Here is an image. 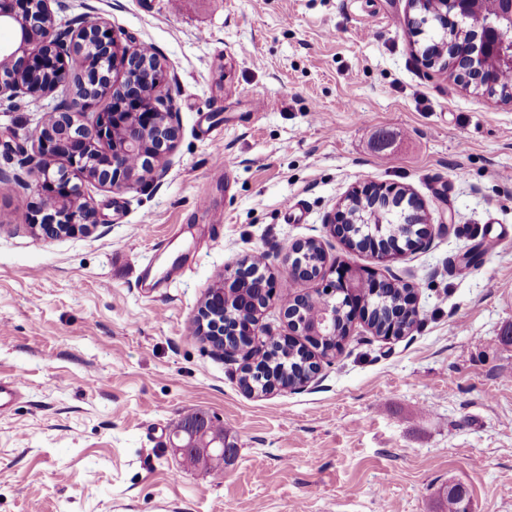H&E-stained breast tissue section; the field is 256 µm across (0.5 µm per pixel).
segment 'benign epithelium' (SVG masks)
Here are the masks:
<instances>
[{
    "instance_id": "1",
    "label": "benign epithelium",
    "mask_w": 512,
    "mask_h": 512,
    "mask_svg": "<svg viewBox=\"0 0 512 512\" xmlns=\"http://www.w3.org/2000/svg\"><path fill=\"white\" fill-rule=\"evenodd\" d=\"M53 3L58 5L61 0H42L39 9L33 7L34 0H0V25L15 33L14 41L0 45V108L10 107L23 96L41 98L56 92L69 103V107L57 106L40 119L34 167L28 169L22 161V174L0 171L1 182L23 190L33 185L51 202L49 208L43 199L38 200L27 215V225L47 239L87 233L96 226L82 185L72 177L116 190L135 189L144 177L162 175L163 159L179 138L168 73L161 59L137 45L122 43L106 22L92 29L57 20ZM442 4L450 18L470 17L471 0H442ZM488 4L489 10L472 21L474 36L465 48L459 50L453 43L439 48L448 57L456 78L477 89L512 72V0H488ZM90 41L101 56L112 61L113 75L93 77L86 67L67 66V60ZM45 72L56 73V78L44 86L30 83L33 76ZM365 195L374 207L385 211L408 200L406 193L392 188H373ZM350 223L347 209L327 220L341 238L348 234ZM276 258L288 267V275L295 281L327 280V288L318 293L297 295L284 309V317L293 333L329 340L336 335V319L343 311L336 296L345 297L352 307L358 306L352 297L354 276L334 264L312 270L298 244ZM252 277L247 261L225 266L224 274L207 292L197 320V335L208 337L229 359L236 350L217 342L228 334L252 342L263 332L261 312L275 297L273 280L264 279L266 294L254 301L253 316L230 328L221 316L212 313V305L231 301L243 282ZM315 300L322 302L321 314L311 331L300 316Z\"/></svg>"
}]
</instances>
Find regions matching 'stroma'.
Instances as JSON below:
<instances>
[{"label":"stroma","mask_w":512,"mask_h":512,"mask_svg":"<svg viewBox=\"0 0 512 512\" xmlns=\"http://www.w3.org/2000/svg\"><path fill=\"white\" fill-rule=\"evenodd\" d=\"M67 3L160 56L180 135L161 181L84 184L88 234H33L36 189L0 184V378L22 382L0 415V512H439L456 484L472 512H512V246H488L512 232V104L423 67L409 0ZM59 102L0 109L1 169ZM368 182L424 203L425 245L378 265L329 233ZM309 239L413 285L421 323L387 340L356 322L306 386L247 393L194 335L198 309L225 265ZM145 261L158 288L135 285ZM266 271L283 333L316 284ZM194 413L236 448L223 477L171 447Z\"/></svg>","instance_id":"obj_1"}]
</instances>
